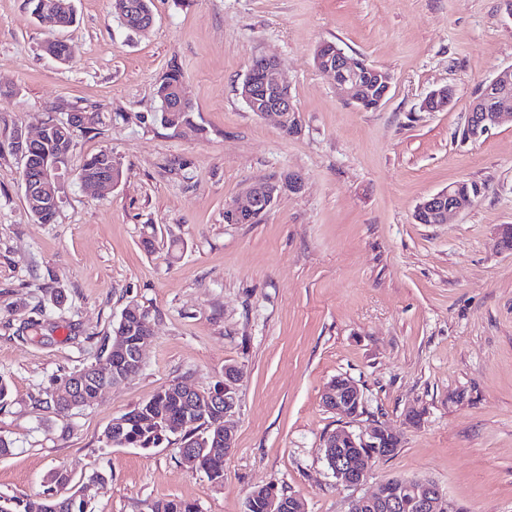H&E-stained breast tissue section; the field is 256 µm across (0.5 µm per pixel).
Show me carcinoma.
<instances>
[{
  "label": "carcinoma",
  "instance_id": "carcinoma-1",
  "mask_svg": "<svg viewBox=\"0 0 512 512\" xmlns=\"http://www.w3.org/2000/svg\"><path fill=\"white\" fill-rule=\"evenodd\" d=\"M32 14L40 12L53 14L58 19V27L67 28L76 21L73 0H27ZM151 0H121L115 4V11L125 9L137 11L145 18L152 16ZM183 87V73L174 66L162 78L157 87V97L160 101V110L155 113L154 120L166 128L178 129L190 124L191 102L179 97ZM88 115V121L82 128L72 130L68 126L67 116L57 117L49 115L46 121L52 124L53 134L50 135L37 151L32 153L28 164V175L37 172L41 155L45 154L59 165H64L73 150L77 134L88 133L103 124L106 116L98 106L83 109ZM112 170V178L122 179L120 163L112 152L103 150L87 158L81 169L80 179L91 181L96 179L101 170ZM152 320L151 313L138 303H133L132 309L127 311L125 321H117L112 326V334L107 337V347L103 358L109 363L119 361L121 367H126L123 354L112 350V341L121 338L126 350L130 351L140 344V320ZM74 375L86 377L80 394L67 396L62 389H57L52 396L55 406L61 409L86 408L96 401L95 388L98 379L86 365L74 372ZM181 384L172 383L161 387L147 401L140 403L133 411L120 416L123 424L119 427L109 426L104 432L105 443L112 447H135L142 449L157 448L169 440L166 422L181 421L185 417V404L179 392ZM224 414L223 410L216 409L208 403H202L197 411L188 416L186 430L181 438V447L194 449L196 460L195 470L204 472L207 477L216 483L224 481V456L229 449L224 447ZM204 428L200 434L196 427ZM247 512H266V496L261 487L254 488L246 499ZM0 512H88V501L76 497L57 496L49 494L47 497L34 500L24 493L13 495H0ZM153 512H198L196 506L181 500H167L154 505Z\"/></svg>",
  "mask_w": 512,
  "mask_h": 512
}]
</instances>
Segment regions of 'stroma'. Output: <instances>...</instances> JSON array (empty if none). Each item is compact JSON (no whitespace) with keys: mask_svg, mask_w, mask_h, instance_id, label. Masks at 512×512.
Here are the masks:
<instances>
[{"mask_svg":"<svg viewBox=\"0 0 512 512\" xmlns=\"http://www.w3.org/2000/svg\"><path fill=\"white\" fill-rule=\"evenodd\" d=\"M74 4L76 23L57 29L26 0H0V142L36 135L52 110L121 116L77 136L52 224L26 206L19 157L0 154V376L12 390L0 436L13 444L0 495L44 496L63 468L78 487L102 474L91 512H151L171 498L245 512L266 485L305 512H348L384 480L419 476L469 512H512V252L498 238L512 224V123L461 138L484 84L512 67V0H152L144 32L120 23L113 0ZM53 38L68 64L43 52ZM326 41L392 74L378 109L344 102L316 68ZM258 54L278 58L299 134L243 101ZM174 66L192 103L177 130L152 121ZM445 85L453 104L422 111ZM105 148L123 178L101 193L79 171ZM289 171L300 192L259 223H225L250 183ZM460 182L483 185L473 206L415 221L419 202ZM132 300L154 316L143 368L85 409L50 405ZM30 321L37 330H24ZM229 364L244 376L223 482L184 467L177 433L150 450L106 446L112 420L161 386L206 390ZM339 376L364 394L356 419L322 403ZM380 423L398 448L362 486L337 484L325 436Z\"/></svg>","mask_w":512,"mask_h":512,"instance_id":"stroma-1","label":"stroma"}]
</instances>
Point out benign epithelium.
Here are the masks:
<instances>
[{
  "instance_id": "1",
  "label": "benign epithelium",
  "mask_w": 512,
  "mask_h": 512,
  "mask_svg": "<svg viewBox=\"0 0 512 512\" xmlns=\"http://www.w3.org/2000/svg\"><path fill=\"white\" fill-rule=\"evenodd\" d=\"M257 60L264 69V83L259 87L250 84L246 88L245 99L251 102L256 94H262L266 102L262 116L274 118L285 131L295 133L301 130L299 111L291 95L285 90L287 82L282 76L278 60L265 54L259 55ZM315 64L320 71L333 75L343 98L352 104L359 103L360 91L367 87L372 93L371 106L378 107L392 87L393 76L389 71L351 57L333 43L326 44L323 54L316 57ZM511 92L512 69L500 72L483 88L482 102L472 106L467 113L465 131L468 139L479 140L506 119H512V101L509 100ZM455 95L453 87H440L425 97L420 108L425 112L443 111L452 105ZM48 135L49 126L42 122L37 134L32 137L21 131L17 132L13 137V148L22 155L31 145L43 141ZM59 181L60 166L50 162L43 163L37 178L24 180L27 205L39 207L49 200L57 201ZM302 187L303 179L295 172L289 173L288 178L282 181L253 183L246 189L245 202L233 204V209L237 217L249 219L257 213L269 211L284 193L297 192ZM473 203L474 197L459 193L450 185L423 200L417 206L414 218L420 224L426 220L442 224L448 213L465 210ZM242 377L243 372L236 365L224 369V382L221 383L224 394L219 399L213 396L209 398L217 407L224 409L226 419L236 409L237 400L232 391L236 390ZM322 398L326 400L325 406L328 409L342 417L354 418L359 415L361 389L347 377L336 378V387L324 389ZM392 435L394 432L383 425L359 434L346 428L334 431L333 438L326 443V450L327 453L336 455L337 482L346 487L361 485L367 476L369 463L384 456ZM395 481L414 492L420 512H462V507L451 500L434 480L397 477ZM375 502L384 509L397 508V500L391 497V488L385 483L381 485L380 491L352 500L351 506Z\"/></svg>"
}]
</instances>
